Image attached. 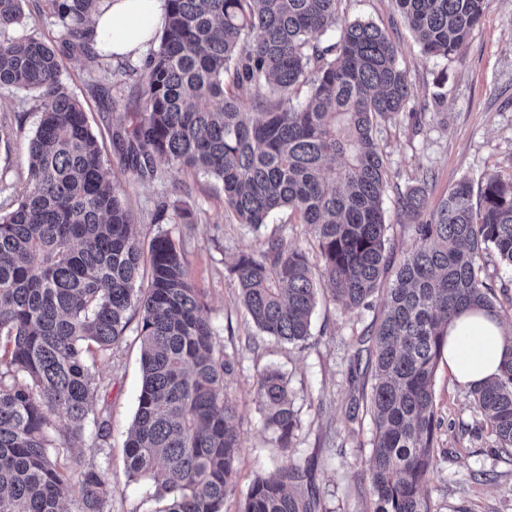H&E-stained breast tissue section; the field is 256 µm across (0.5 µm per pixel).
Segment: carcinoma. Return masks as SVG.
<instances>
[{"mask_svg":"<svg viewBox=\"0 0 512 512\" xmlns=\"http://www.w3.org/2000/svg\"><path fill=\"white\" fill-rule=\"evenodd\" d=\"M28 0H0V87L34 94L38 124L16 206L0 213V512H112V472L75 452L108 435V384L97 363L138 315L142 387L124 448L129 481H156L154 512H224L236 486V404L216 349L202 289L168 234L151 244L147 285L121 174L102 159L60 56L102 65L92 15L101 0H41L62 28L58 43L19 33ZM341 0H167L166 24L142 68L129 124L112 142L143 183L179 174L221 184L224 210L254 230L286 209L313 230L321 266L282 237L232 266L257 328L279 340L309 336L319 297L347 313L369 309L388 281L366 355L348 383L371 374L374 426L369 512H433L428 494L437 420L434 375L448 324L507 310L487 281L493 254L512 269V178L487 172L456 183L427 211L429 173L397 198L414 241L393 262L383 196L388 167L379 135L408 113L407 72L388 31L339 24ZM424 55L461 53L492 0H395ZM336 30V40L321 36ZM307 88L304 100L298 91ZM340 160L333 176L327 162ZM192 224L195 213L160 205L155 220ZM499 451L512 454V332L499 373L469 389ZM255 401L279 447L296 426L284 376L265 372ZM78 485L67 507L64 490ZM309 470L291 460L257 477L242 512H320Z\"/></svg>","mask_w":512,"mask_h":512,"instance_id":"1","label":"carcinoma"}]
</instances>
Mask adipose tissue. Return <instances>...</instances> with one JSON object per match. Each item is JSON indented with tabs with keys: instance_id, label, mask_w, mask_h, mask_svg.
<instances>
[{
	"instance_id": "1",
	"label": "adipose tissue",
	"mask_w": 512,
	"mask_h": 512,
	"mask_svg": "<svg viewBox=\"0 0 512 512\" xmlns=\"http://www.w3.org/2000/svg\"><path fill=\"white\" fill-rule=\"evenodd\" d=\"M166 0H103L93 24L96 47L134 57L145 53L165 23ZM503 352V331L483 313L464 315L448 327L444 359L463 386L496 374Z\"/></svg>"
}]
</instances>
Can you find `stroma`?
<instances>
[{
	"label": "stroma",
	"mask_w": 512,
	"mask_h": 512,
	"mask_svg": "<svg viewBox=\"0 0 512 512\" xmlns=\"http://www.w3.org/2000/svg\"><path fill=\"white\" fill-rule=\"evenodd\" d=\"M370 21L396 40L406 69L412 105L421 124L401 117L386 124L382 145L389 183L383 206L394 257L411 246L412 223L394 204L399 192L414 185L421 168L433 174L428 205L436 207L461 179L479 181L487 171L512 176V0H493L472 31L461 54L429 59L404 20L395 0H342L341 22ZM62 79L82 101L91 129L101 135L103 159L119 168L109 132L134 104L135 84L111 60L91 68L83 60L61 59ZM33 94L0 88V210H7L25 181L30 139L38 115ZM187 203L199 210L194 224L155 222L164 199L157 183L122 176L126 200L136 217L142 254L153 238L168 234L179 243L190 277L207 294L208 316L216 347L232 363L225 381L238 406L234 427L241 452L236 487L224 512H238L256 476L276 474L284 459L255 402L259 376L279 371L287 380L297 414L293 457L307 466L320 493L324 512H362L368 490L367 466L373 424L364 403L356 402L347 382L348 369L362 332L374 313L346 314L331 299L319 298L312 315L311 335L293 345L261 333L240 301L230 267L244 252L256 251L262 240L283 236L290 245L311 249L310 229L289 222L287 213L271 215L259 230L238 224L224 211L219 184L203 176L187 177ZM141 345L135 327H128L110 359L97 371L109 382L110 429L101 448H83L85 457L110 465L116 489L112 512H149L151 481L127 480L122 465L126 432L141 388ZM439 428L437 468L429 482L436 512H512V457L494 451V437L483 426L466 389L451 378L446 362L435 374ZM359 425H351L349 414Z\"/></svg>",
	"instance_id": "35a3bbf8"
}]
</instances>
